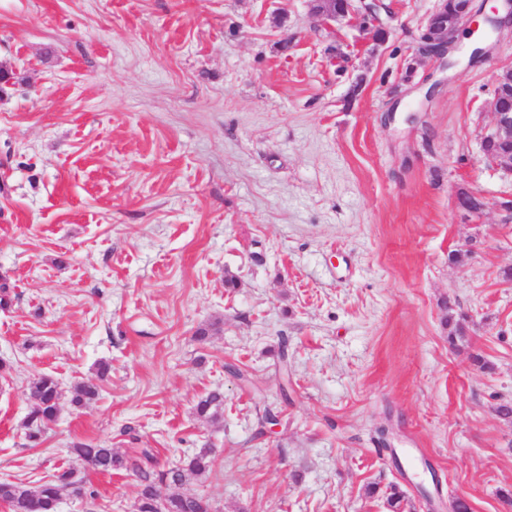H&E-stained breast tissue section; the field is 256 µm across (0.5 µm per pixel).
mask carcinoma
I'll list each match as a JSON object with an SVG mask.
<instances>
[{
  "instance_id": "obj_1",
  "label": "carcinoma",
  "mask_w": 512,
  "mask_h": 512,
  "mask_svg": "<svg viewBox=\"0 0 512 512\" xmlns=\"http://www.w3.org/2000/svg\"><path fill=\"white\" fill-rule=\"evenodd\" d=\"M448 311L445 321L452 326L451 342L463 338L467 333V316L457 313L452 303L444 304ZM33 399V408L24 420L27 439L32 446L42 441L45 430L54 423L60 413L62 397L59 382L51 374H43L29 387ZM99 396V386L89 380L73 388L71 404L85 406ZM198 418L217 423L224 416V394L213 390L200 397L195 406ZM76 462L96 471L133 472L139 481V491L134 503V512H158V499H163V512H212L209 500L185 495L179 492L184 475L189 473L202 477L211 472L213 459L210 451L203 449L181 465L161 467L151 450L144 448L137 454H131L107 444H77L71 448ZM76 469L59 467L50 476L35 483L4 480L0 482V499L9 505V512H57L58 504L64 495H71L75 483ZM389 512H403L404 494L395 485L389 486L385 493Z\"/></svg>"
}]
</instances>
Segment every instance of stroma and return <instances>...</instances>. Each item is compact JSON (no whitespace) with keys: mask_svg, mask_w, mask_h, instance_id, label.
Wrapping results in <instances>:
<instances>
[{"mask_svg":"<svg viewBox=\"0 0 512 512\" xmlns=\"http://www.w3.org/2000/svg\"><path fill=\"white\" fill-rule=\"evenodd\" d=\"M383 2L377 46L309 0H0V480L79 443L162 464L207 448L181 491L213 512H387L393 484L405 512H512V172L480 148L512 37L481 34L473 63L462 24L443 69L417 54L436 0ZM447 300L469 326L454 346ZM43 374L61 411L33 448ZM217 388L223 420L198 419ZM80 474L91 497L60 512H133L134 476Z\"/></svg>","mask_w":512,"mask_h":512,"instance_id":"stroma-1","label":"stroma"}]
</instances>
